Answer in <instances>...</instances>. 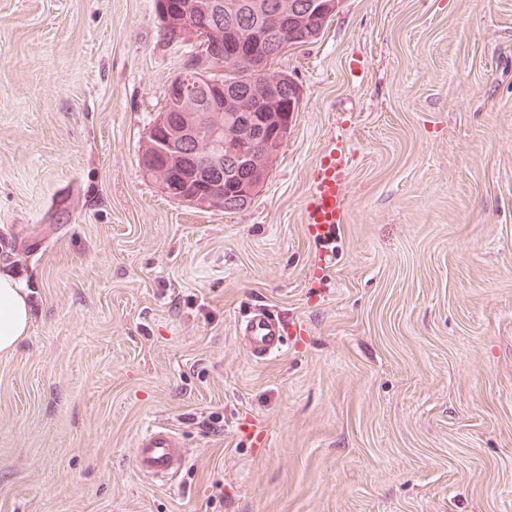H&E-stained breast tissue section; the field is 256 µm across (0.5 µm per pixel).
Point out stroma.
Segmentation results:
<instances>
[{
  "mask_svg": "<svg viewBox=\"0 0 512 512\" xmlns=\"http://www.w3.org/2000/svg\"><path fill=\"white\" fill-rule=\"evenodd\" d=\"M184 47L155 0H0V512H512V0H343L227 213L139 165ZM341 150L329 268L302 224ZM266 306L305 326L254 360ZM164 423L187 461L135 467ZM30 290L7 272L0 273V353L12 352L32 323Z\"/></svg>",
  "mask_w": 512,
  "mask_h": 512,
  "instance_id": "obj_1",
  "label": "stroma"
}]
</instances>
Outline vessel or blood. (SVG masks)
I'll use <instances>...</instances> for the list:
<instances>
[{"label":"vessel or blood","instance_id":"vessel-or-blood-1","mask_svg":"<svg viewBox=\"0 0 512 512\" xmlns=\"http://www.w3.org/2000/svg\"><path fill=\"white\" fill-rule=\"evenodd\" d=\"M342 157L324 155L313 174L309 199L304 208L303 222L308 237L321 248V263H328L326 247L333 239L336 227L343 221L342 197L345 174ZM303 324L288 322L270 309L258 308L247 314L239 334L253 359L264 360L279 353L290 336L303 334ZM185 461V450L179 434L171 427L157 423L138 439L135 454L137 470L160 480L176 474Z\"/></svg>","mask_w":512,"mask_h":512}]
</instances>
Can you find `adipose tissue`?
Wrapping results in <instances>:
<instances>
[{"instance_id":"1","label":"adipose tissue","mask_w":512,"mask_h":512,"mask_svg":"<svg viewBox=\"0 0 512 512\" xmlns=\"http://www.w3.org/2000/svg\"><path fill=\"white\" fill-rule=\"evenodd\" d=\"M30 291L9 274L0 273V353L13 351L32 323Z\"/></svg>"}]
</instances>
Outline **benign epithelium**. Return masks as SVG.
Returning <instances> with one entry per match:
<instances>
[{
    "label": "benign epithelium",
    "instance_id": "obj_1",
    "mask_svg": "<svg viewBox=\"0 0 512 512\" xmlns=\"http://www.w3.org/2000/svg\"><path fill=\"white\" fill-rule=\"evenodd\" d=\"M303 6L307 13L329 19L336 15L339 2L307 0ZM158 10L167 31L193 51L166 88L170 105L184 118L176 124L168 112L154 114L140 156L142 172L175 201L204 210L219 209L226 200L245 207L265 180L261 160L274 156L262 148L291 125L295 101L282 102L281 82L269 79L261 88L271 121L267 129L244 122L230 133L216 126L212 116L224 112V87L233 83L237 67L250 64L260 70L261 60L254 59L259 38L253 34L246 40L235 30H224L217 21L224 0H158ZM203 138L214 148L213 168L205 181L190 185L168 175V167L184 164L188 149ZM224 158L231 165L222 174L219 161Z\"/></svg>",
    "mask_w": 512,
    "mask_h": 512
}]
</instances>
